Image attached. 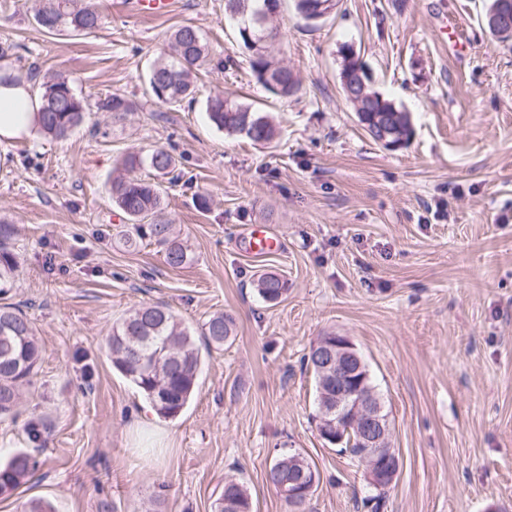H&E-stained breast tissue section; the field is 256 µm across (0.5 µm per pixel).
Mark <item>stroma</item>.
<instances>
[{
    "instance_id": "35a3bbf8",
    "label": "stroma",
    "mask_w": 512,
    "mask_h": 512,
    "mask_svg": "<svg viewBox=\"0 0 512 512\" xmlns=\"http://www.w3.org/2000/svg\"><path fill=\"white\" fill-rule=\"evenodd\" d=\"M103 25L50 35L33 0H0V46L14 68L68 76L89 102L111 94L138 112L90 113L62 140L0 144V217L19 264L8 290L44 346L39 373L0 421V461L40 465L0 512L32 498L55 512H211L225 479L253 512H288L265 471L293 448L317 468L308 512H371L364 466L316 430L315 387L301 361L327 332L351 338L389 415L401 469L382 512H512V42L482 21L486 0H339L311 26L280 0L271 54L300 89L277 100L253 76L224 0H178L144 17L127 0H94ZM465 44L453 49L441 18ZM195 25L213 63L196 102H148L145 76L172 32ZM371 86L409 113L410 143L389 151L343 95L342 47ZM265 104L267 144L218 131L206 100ZM164 147V217L188 254L170 267L112 205L121 157ZM263 225L283 242L249 254ZM282 274L288 294L265 304L253 282ZM162 302L201 336L218 311L236 337L203 352L197 389L174 419L159 417L107 356L128 310ZM46 428L35 448L29 424Z\"/></svg>"
}]
</instances>
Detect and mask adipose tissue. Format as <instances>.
<instances>
[{
  "label": "adipose tissue",
  "instance_id": "ef3b65f1",
  "mask_svg": "<svg viewBox=\"0 0 512 512\" xmlns=\"http://www.w3.org/2000/svg\"><path fill=\"white\" fill-rule=\"evenodd\" d=\"M31 84L16 79L9 60H0V142L31 138L40 131Z\"/></svg>",
  "mask_w": 512,
  "mask_h": 512
}]
</instances>
